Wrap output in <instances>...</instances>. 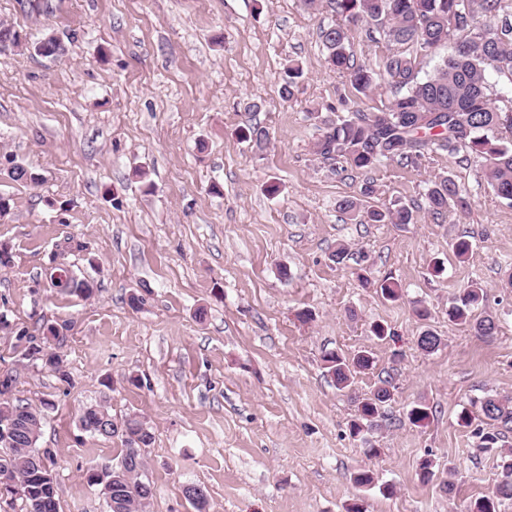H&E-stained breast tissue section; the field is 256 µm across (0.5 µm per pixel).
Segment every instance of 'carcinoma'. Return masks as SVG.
<instances>
[{
	"label": "carcinoma",
	"instance_id": "obj_1",
	"mask_svg": "<svg viewBox=\"0 0 512 512\" xmlns=\"http://www.w3.org/2000/svg\"><path fill=\"white\" fill-rule=\"evenodd\" d=\"M304 8L313 13L325 9L331 21L319 26L325 64L345 74L350 87L367 94L382 83L394 91L385 110L380 113H356L337 118L328 124L325 134L314 145L315 155L325 161L347 164L356 170L374 168L383 160L416 164L438 151L466 148L484 159L489 183L497 198L512 207V90L495 91L489 82L492 71L512 75V12L505 0H302ZM364 23L381 31L388 41L398 45H415L425 52L455 41L454 53L426 77L413 58L400 50H390L378 68L354 60L348 40L349 25ZM26 42L22 32L12 25L0 24V50L18 47ZM45 56H59L65 49L54 38L35 45ZM303 68L292 63L281 86L285 98L293 95L295 79ZM240 140L257 146L268 140L266 127L257 123L238 131ZM13 181H38V177L19 163L7 169ZM376 193L375 185L364 183L357 196L344 197L338 209L358 223L411 224L413 209L395 204L386 210L375 209L369 199ZM428 209L441 218L453 207L460 212L469 210L471 202L454 179L440 174L431 181L425 192ZM381 295L390 301L401 298V285L389 278L377 283ZM486 298V288L472 281L448 308V320L467 323L481 336H492L499 328L491 315L477 310ZM19 339L28 343L29 355L45 360L47 352L38 344V337L19 331ZM441 337L430 329L421 332L417 345L425 353L439 350ZM324 368L336 388L351 387L357 375L372 369L370 351L361 350L349 358L335 351L323 355ZM392 383L382 380L368 393L355 399L356 413L350 422V434L362 436V429L378 426L384 408L392 399ZM14 380H0V421L18 419L15 432L0 434V465H9L16 483L0 490V512H59L57 484L47 466L48 450L37 448L42 417L11 396ZM475 411L460 416L475 429L479 447L491 448L497 443V433L486 426L512 429V402L487 394L473 402ZM432 410L419 402L407 412L415 426L430 420ZM109 419L119 429L117 438L123 445L117 464L102 463L100 467L116 469L123 475L121 492L125 512H140L144 481L139 472L144 466L142 450L151 445L153 436L146 424L136 417L121 423L101 404L82 408L78 416L81 430L98 434L94 428L98 418ZM498 468L500 480L492 493L476 499L469 512H508L512 509V448L501 449Z\"/></svg>",
	"mask_w": 512,
	"mask_h": 512
}]
</instances>
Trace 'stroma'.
I'll use <instances>...</instances> for the list:
<instances>
[{
    "mask_svg": "<svg viewBox=\"0 0 512 512\" xmlns=\"http://www.w3.org/2000/svg\"><path fill=\"white\" fill-rule=\"evenodd\" d=\"M0 21L27 36L0 53V157L42 176H0L11 205L0 245L12 255L0 268V376L42 411L37 446L51 452L59 512L106 510L87 471L120 459L121 442L77 423L99 401L115 421L137 413L151 427L149 512H194L190 484L209 512H466L495 488L496 451L459 420L485 393L512 399V207L482 159L440 152L364 173L314 155L327 105L346 95L351 109L378 113L390 91L352 95L322 65L321 19L300 0H0ZM50 36L64 55L35 52ZM292 60L304 75L286 99ZM255 122L270 133L260 147L235 135ZM441 173L470 196L466 215L429 213L423 192ZM368 180L379 206L414 204L415 222L340 213L337 201ZM460 236L472 243L464 263L451 250ZM341 243L351 257L338 264ZM66 276L92 294L57 287ZM388 276L399 301L373 287ZM474 280L488 289L495 335L448 319ZM375 322L391 336L376 340ZM50 326L66 382L16 341ZM427 328L443 339L432 354L417 346ZM366 347L373 369L337 390L323 354ZM382 379L394 386L384 417L369 441L352 437L355 397ZM418 401L433 409L421 427L406 418ZM426 458L450 472L452 491L420 479ZM359 469L371 485L353 484Z\"/></svg>",
    "mask_w": 512,
    "mask_h": 512,
    "instance_id": "stroma-1",
    "label": "stroma"
}]
</instances>
